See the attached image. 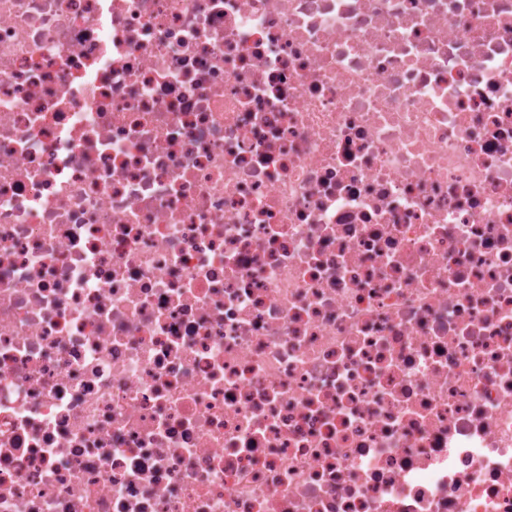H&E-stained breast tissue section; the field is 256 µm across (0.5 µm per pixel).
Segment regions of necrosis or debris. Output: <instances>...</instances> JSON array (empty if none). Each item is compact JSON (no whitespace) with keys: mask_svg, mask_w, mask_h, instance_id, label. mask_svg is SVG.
<instances>
[{"mask_svg":"<svg viewBox=\"0 0 512 512\" xmlns=\"http://www.w3.org/2000/svg\"><path fill=\"white\" fill-rule=\"evenodd\" d=\"M0 512H512V0H0Z\"/></svg>","mask_w":512,"mask_h":512,"instance_id":"4bbe7bcc","label":"necrosis or debris"}]
</instances>
